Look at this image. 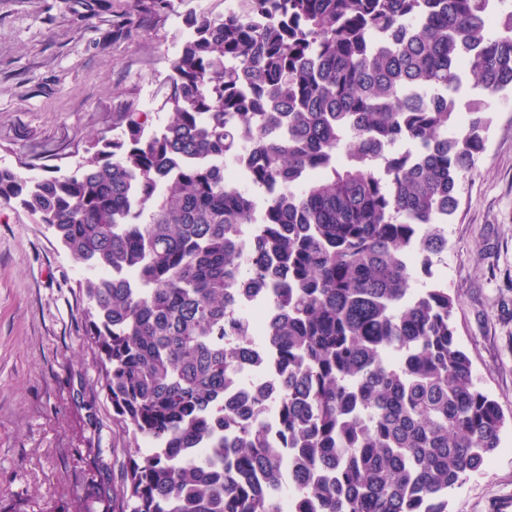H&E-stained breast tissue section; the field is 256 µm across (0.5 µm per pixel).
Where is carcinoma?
Returning <instances> with one entry per match:
<instances>
[{"mask_svg": "<svg viewBox=\"0 0 512 512\" xmlns=\"http://www.w3.org/2000/svg\"><path fill=\"white\" fill-rule=\"evenodd\" d=\"M171 2L135 0L119 29ZM188 25L162 128L125 112L123 136L68 173L0 168V202L95 271L82 320L129 436L113 512H278L290 453L292 512H448L505 418L473 379L448 289L419 282L491 122L484 103L460 116L462 78L489 100L512 91V8L237 0ZM244 133L249 181L281 190L247 268L238 234L257 202L217 165ZM244 272L279 308L262 344L283 374L248 406L224 402L254 358L235 312Z\"/></svg>", "mask_w": 512, "mask_h": 512, "instance_id": "carcinoma-1", "label": "carcinoma"}]
</instances>
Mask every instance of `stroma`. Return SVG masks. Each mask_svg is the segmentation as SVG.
Returning a JSON list of instances; mask_svg holds the SVG:
<instances>
[{
	"label": "stroma",
	"mask_w": 512,
	"mask_h": 512,
	"mask_svg": "<svg viewBox=\"0 0 512 512\" xmlns=\"http://www.w3.org/2000/svg\"><path fill=\"white\" fill-rule=\"evenodd\" d=\"M133 0H0V167L43 177L71 170L90 140L135 110L146 130L169 117V62L190 14L224 0H173L137 33L117 30ZM486 147L461 183L432 269L455 300L476 384L506 418L482 470L449 512H512V93L490 103ZM88 269L19 204L0 203V512H110L127 435L113 421L104 364L85 336Z\"/></svg>",
	"instance_id": "obj_1"
}]
</instances>
